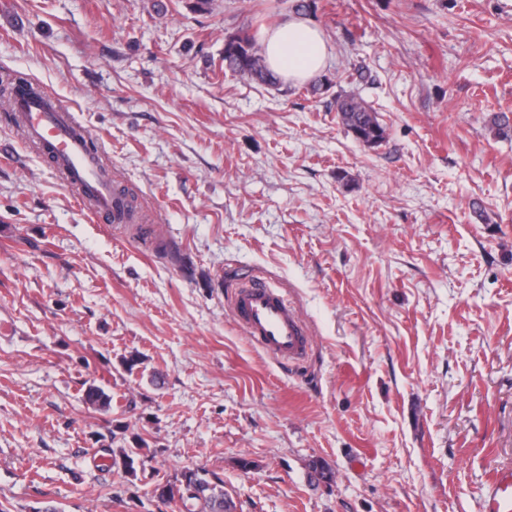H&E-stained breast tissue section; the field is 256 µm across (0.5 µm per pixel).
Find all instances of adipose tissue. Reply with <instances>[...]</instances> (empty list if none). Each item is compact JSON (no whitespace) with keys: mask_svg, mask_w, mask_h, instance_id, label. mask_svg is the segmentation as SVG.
Segmentation results:
<instances>
[{"mask_svg":"<svg viewBox=\"0 0 512 512\" xmlns=\"http://www.w3.org/2000/svg\"><path fill=\"white\" fill-rule=\"evenodd\" d=\"M269 67L292 84H304L322 72L328 47L321 29L294 16L261 34Z\"/></svg>","mask_w":512,"mask_h":512,"instance_id":"obj_1","label":"adipose tissue"}]
</instances>
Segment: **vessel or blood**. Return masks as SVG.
<instances>
[{
    "mask_svg": "<svg viewBox=\"0 0 512 512\" xmlns=\"http://www.w3.org/2000/svg\"><path fill=\"white\" fill-rule=\"evenodd\" d=\"M14 108L22 120L24 137L48 149L64 172L67 186L78 192L89 214L106 217L112 224L130 223L123 199L92 162L89 140L79 134V124L65 105L50 95H19ZM230 311L268 355L291 364L307 354L310 332L282 288L251 277L235 287ZM480 512H512V466L493 471L481 495Z\"/></svg>",
    "mask_w": 512,
    "mask_h": 512,
    "instance_id": "b4317fda",
    "label": "vessel or blood"
}]
</instances>
